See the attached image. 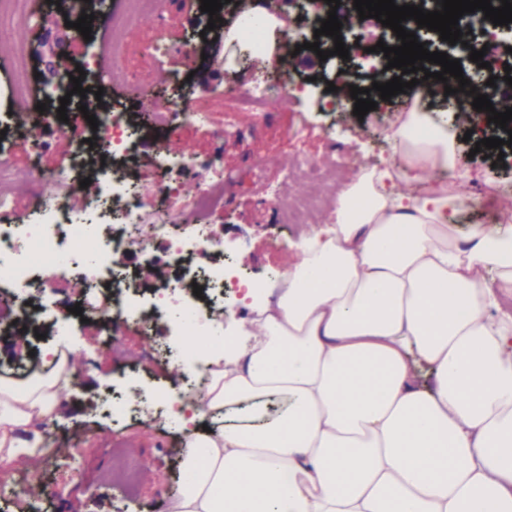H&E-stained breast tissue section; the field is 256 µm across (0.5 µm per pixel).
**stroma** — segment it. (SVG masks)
<instances>
[{
  "mask_svg": "<svg viewBox=\"0 0 512 512\" xmlns=\"http://www.w3.org/2000/svg\"><path fill=\"white\" fill-rule=\"evenodd\" d=\"M82 8L56 5L48 0L46 14L28 44L38 85L58 86L63 82L60 61L70 66L89 67L84 82L91 89H102V103L124 101L130 118L139 113L167 107L168 74L190 75L198 106L210 113L208 123L192 125L170 116L163 132L138 131L134 164L142 181L155 179L154 144L164 141L170 155L191 157L207 163L220 159L233 179L224 189V208L211 218L212 229L224 244V255L236 274L251 283L271 287L282 271L301 232L300 225L284 226L281 207L311 190L312 185L287 174L292 162L317 160L333 154L342 164L337 178L321 182L320 191L333 199L340 182L358 169L382 168L397 162L389 138L387 115L369 111L365 117L353 114V102H342L336 111L320 107L324 81L337 70L350 72L355 83L371 79L367 63L360 57L350 60H319L310 51L294 55L286 69L296 79L299 90L292 98L273 101L266 113L241 109L224 95L225 87L262 78L264 67L251 60L226 68L213 59L188 64L184 48L213 40L223 48L224 34H200L187 19L196 15L188 0H161L159 15H145L131 22L122 32L123 67L128 85L143 88L147 96L137 101L126 87H100L96 71L110 60L102 47L111 38L102 17L91 23L90 40L75 37L71 24L82 15ZM164 40L168 51L158 57L148 51L157 40ZM465 127H458V171L471 175L492 174L493 162L512 167V148L475 152V143L465 140ZM89 134L88 122L67 127L65 133L54 128L42 130L47 147L41 163L47 169L70 167L79 146ZM262 167L267 181L280 190L279 202H271L255 185L254 167ZM117 268L135 273L144 289L168 283L177 285L180 269L170 260L164 246L151 251H131L116 256ZM86 291L85 282L70 275H58L52 288H34L25 300L33 308H48L40 332L17 323L9 334L0 333V376L25 377L47 346L54 319H70L75 342L72 389L63 401L59 416L50 423L38 424L42 434L57 438L60 451L46 464L40 477L31 481L33 491L21 499L0 497V512H162L167 500L181 485V433L169 424L161 392L188 391L198 376L196 366L181 362L176 348L180 342L168 325H159L153 335L142 332L134 318L117 321L111 335H104L96 321L84 322L70 315ZM137 392L142 403L139 412L123 418L112 417L106 401ZM122 443L129 458L140 461L144 476L135 498L108 481L113 460V443Z\"/></svg>",
  "mask_w": 512,
  "mask_h": 512,
  "instance_id": "obj_1",
  "label": "stroma"
}]
</instances>
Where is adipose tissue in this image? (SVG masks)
<instances>
[{
	"instance_id": "ef3b65f1",
	"label": "adipose tissue",
	"mask_w": 512,
	"mask_h": 512,
	"mask_svg": "<svg viewBox=\"0 0 512 512\" xmlns=\"http://www.w3.org/2000/svg\"><path fill=\"white\" fill-rule=\"evenodd\" d=\"M455 118L410 111L402 163L356 171L311 225L275 301L211 345L174 396L185 479L166 512H512V219L460 238ZM427 185L412 194L411 183ZM72 353L0 377V459L31 455L73 382Z\"/></svg>"
}]
</instances>
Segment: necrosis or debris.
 <instances>
[{
	"instance_id": "obj_1",
	"label": "necrosis or debris",
	"mask_w": 512,
	"mask_h": 512,
	"mask_svg": "<svg viewBox=\"0 0 512 512\" xmlns=\"http://www.w3.org/2000/svg\"><path fill=\"white\" fill-rule=\"evenodd\" d=\"M45 0H0V26L11 33L0 47L9 60L6 85L0 86V107L10 113L8 125L16 139L27 142L30 155V197L25 218H18L13 183L15 173L8 160H0V288L20 298L35 286L50 287L43 271L50 268L84 280L96 276L99 290L85 293L81 306L94 316L102 329L113 320L137 314L144 329L169 323L176 333L219 335L218 322L190 298L172 303L160 295L152 306L141 304L137 284L124 278L113 264L116 253L150 250L165 243L170 258L181 265L183 276L196 277L195 256L223 245L209 226L210 214L224 206L223 164L198 166L191 159L167 153L163 143L155 145L158 179L140 181L128 161L134 150L131 125L125 111L100 106L93 133V150L80 157L74 167L43 170L42 143L32 141L33 126L51 125L52 111L18 112L19 104L49 102L50 92L38 89L27 61L26 44L45 13ZM90 178L91 193H82L80 183ZM195 183L193 194L177 191L185 179ZM51 193H44V184ZM81 208H74V198ZM182 219L181 232L171 230L169 218Z\"/></svg>"
}]
</instances>
